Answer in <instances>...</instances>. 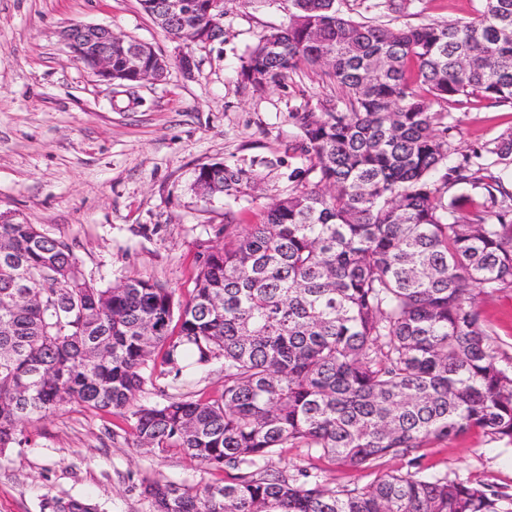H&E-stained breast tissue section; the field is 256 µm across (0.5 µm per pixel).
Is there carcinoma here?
I'll return each instance as SVG.
<instances>
[{
  "label": "carcinoma",
  "instance_id": "cac0c4a2",
  "mask_svg": "<svg viewBox=\"0 0 512 512\" xmlns=\"http://www.w3.org/2000/svg\"><path fill=\"white\" fill-rule=\"evenodd\" d=\"M161 26L173 41L224 36L198 0ZM241 69L256 91L316 66L343 99L297 112L313 184L294 185L263 221L203 254L190 297L131 278L88 280L64 240L0 223V452L28 425L76 403L133 420L137 448L175 450L224 478L189 485L143 473L150 512H512L509 496L421 468L358 489L269 467L283 448L373 470L470 430L512 445V363L475 297L512 288V130L461 152L432 101L512 104V0H483L475 21L388 27L336 0H289ZM131 44L112 43V77ZM205 199L255 190L219 162ZM163 351L157 370L155 352ZM222 363L219 397L136 403L147 384ZM41 512H100L51 498Z\"/></svg>",
  "mask_w": 512,
  "mask_h": 512
}]
</instances>
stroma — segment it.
Instances as JSON below:
<instances>
[{
  "mask_svg": "<svg viewBox=\"0 0 512 512\" xmlns=\"http://www.w3.org/2000/svg\"><path fill=\"white\" fill-rule=\"evenodd\" d=\"M345 15L389 27L477 19L480 0H336ZM288 21V0H224V39L176 43L138 0H0V212L41 225L69 243L101 286L129 278L187 298L200 255L224 242V224H255L308 167L294 113L340 89L304 67L261 91L240 70L258 39ZM112 28L151 45L171 65L159 82L119 86L73 60L64 31L75 23ZM193 55L184 73L174 60ZM461 151L512 128V105L471 98L440 104ZM251 172L257 198L206 201L194 190L202 165ZM484 326L512 357V289L480 294ZM425 472L484 482L512 496V445L476 431L419 449ZM274 469H307L324 482L364 487L375 473L282 449ZM188 484L211 481L175 451L135 447L125 417L69 404L26 429L0 453V512H40L44 499L89 500L102 512H150L143 473Z\"/></svg>",
  "mask_w": 512,
  "mask_h": 512,
  "instance_id": "1",
  "label": "stroma"
}]
</instances>
